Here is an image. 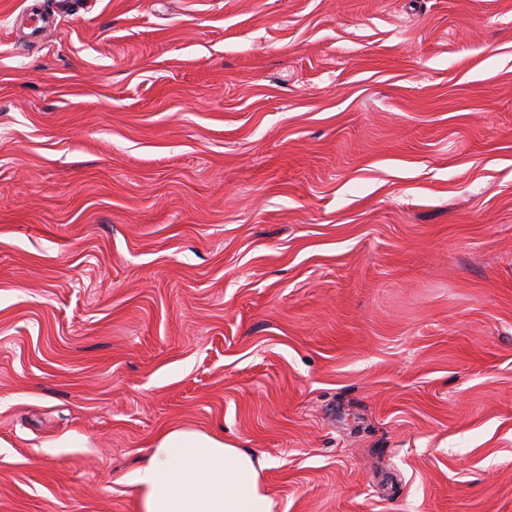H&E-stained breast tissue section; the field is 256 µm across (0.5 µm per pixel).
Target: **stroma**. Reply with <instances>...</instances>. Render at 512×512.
Returning a JSON list of instances; mask_svg holds the SVG:
<instances>
[{
  "mask_svg": "<svg viewBox=\"0 0 512 512\" xmlns=\"http://www.w3.org/2000/svg\"><path fill=\"white\" fill-rule=\"evenodd\" d=\"M0 0V512H141L161 432L273 512H512V0Z\"/></svg>",
  "mask_w": 512,
  "mask_h": 512,
  "instance_id": "stroma-1",
  "label": "stroma"
}]
</instances>
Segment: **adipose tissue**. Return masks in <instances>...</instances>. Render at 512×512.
I'll use <instances>...</instances> for the list:
<instances>
[{"label":"adipose tissue","instance_id":"1","mask_svg":"<svg viewBox=\"0 0 512 512\" xmlns=\"http://www.w3.org/2000/svg\"><path fill=\"white\" fill-rule=\"evenodd\" d=\"M262 466L223 437L175 428L159 435L131 483L141 512H272Z\"/></svg>","mask_w":512,"mask_h":512}]
</instances>
